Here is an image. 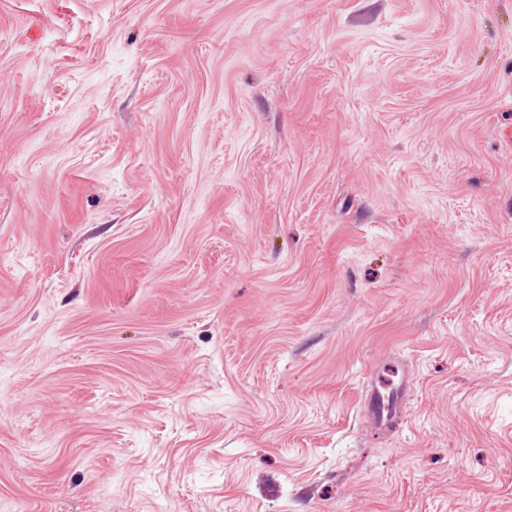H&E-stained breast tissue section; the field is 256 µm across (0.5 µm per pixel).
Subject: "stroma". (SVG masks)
I'll use <instances>...</instances> for the list:
<instances>
[{
  "instance_id": "35a3bbf8",
  "label": "stroma",
  "mask_w": 512,
  "mask_h": 512,
  "mask_svg": "<svg viewBox=\"0 0 512 512\" xmlns=\"http://www.w3.org/2000/svg\"><path fill=\"white\" fill-rule=\"evenodd\" d=\"M511 129L512 0H0V512H512ZM380 387L376 386L366 394L364 404L367 407L366 416L368 420L378 429H389L396 417H402L401 393L413 385V379L404 375L398 386L385 384L379 381ZM380 388H391L389 399L386 400Z\"/></svg>"
}]
</instances>
